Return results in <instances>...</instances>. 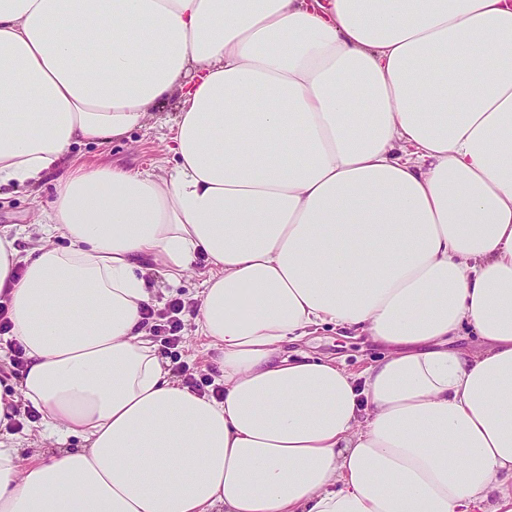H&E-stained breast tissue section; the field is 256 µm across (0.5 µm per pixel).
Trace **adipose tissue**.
Listing matches in <instances>:
<instances>
[{
  "label": "adipose tissue",
  "mask_w": 512,
  "mask_h": 512,
  "mask_svg": "<svg viewBox=\"0 0 512 512\" xmlns=\"http://www.w3.org/2000/svg\"><path fill=\"white\" fill-rule=\"evenodd\" d=\"M171 98L167 175L70 157ZM52 174L0 432L58 447L0 441V512H512V0H0V186ZM201 256L220 399L142 313ZM295 349L321 357H336L344 360L349 369L359 371L371 361L382 357V348L364 338L338 336L335 329L326 327L304 342L294 345Z\"/></svg>",
  "instance_id": "obj_1"
}]
</instances>
